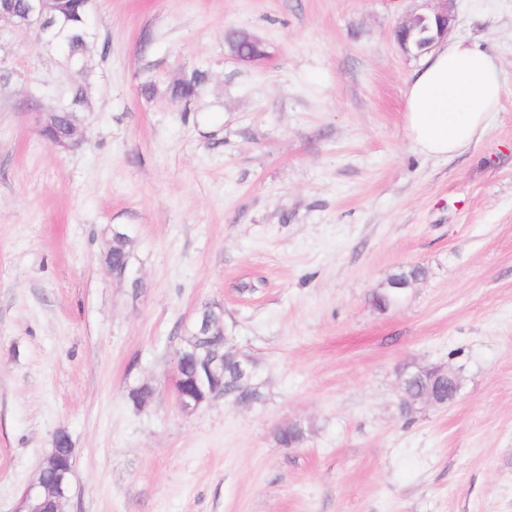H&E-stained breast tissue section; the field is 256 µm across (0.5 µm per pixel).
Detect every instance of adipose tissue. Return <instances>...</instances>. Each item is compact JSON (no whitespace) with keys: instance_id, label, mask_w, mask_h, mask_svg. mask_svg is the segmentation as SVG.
I'll return each mask as SVG.
<instances>
[{"instance_id":"ef3b65f1","label":"adipose tissue","mask_w":512,"mask_h":512,"mask_svg":"<svg viewBox=\"0 0 512 512\" xmlns=\"http://www.w3.org/2000/svg\"><path fill=\"white\" fill-rule=\"evenodd\" d=\"M498 66L466 39L436 41L406 91L405 128L414 147L448 158L469 146L498 111Z\"/></svg>"}]
</instances>
